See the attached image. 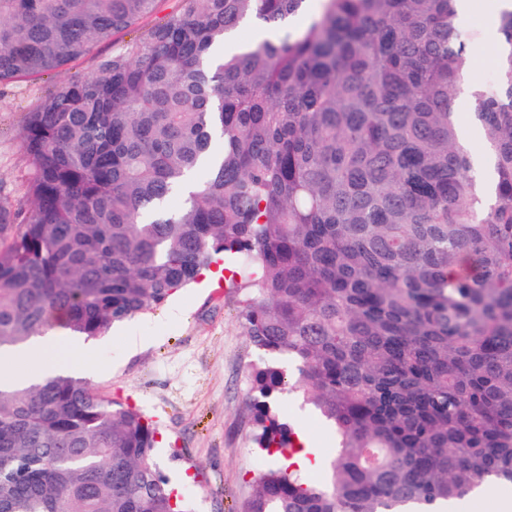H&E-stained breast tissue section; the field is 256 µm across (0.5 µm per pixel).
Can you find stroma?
Masks as SVG:
<instances>
[{
	"label": "stroma",
	"mask_w": 512,
	"mask_h": 512,
	"mask_svg": "<svg viewBox=\"0 0 512 512\" xmlns=\"http://www.w3.org/2000/svg\"><path fill=\"white\" fill-rule=\"evenodd\" d=\"M469 37L471 78L495 76L498 27L483 0L457 20ZM130 33L95 45L66 70L0 85V182L25 173L19 133L28 112L63 83L91 76L124 49ZM231 277L178 290L160 306L88 340L91 382L156 422V461L191 512H247L253 478L269 462L251 439L247 366L258 353L238 317ZM139 339L130 346L128 336Z\"/></svg>",
	"instance_id": "stroma-1"
}]
</instances>
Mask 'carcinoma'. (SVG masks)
Instances as JSON below:
<instances>
[{
    "label": "carcinoma",
    "instance_id": "obj_1",
    "mask_svg": "<svg viewBox=\"0 0 512 512\" xmlns=\"http://www.w3.org/2000/svg\"><path fill=\"white\" fill-rule=\"evenodd\" d=\"M158 0H0V84L58 71ZM179 0L21 131L0 184V350L85 339L219 257L260 353L249 512H437L512 485V10L472 80L459 0ZM248 24L268 38L225 47ZM468 87L492 181L453 102ZM174 198L181 205L171 207ZM334 435L309 481L277 402ZM155 422L85 377L0 383V512H185Z\"/></svg>",
    "mask_w": 512,
    "mask_h": 512
}]
</instances>
